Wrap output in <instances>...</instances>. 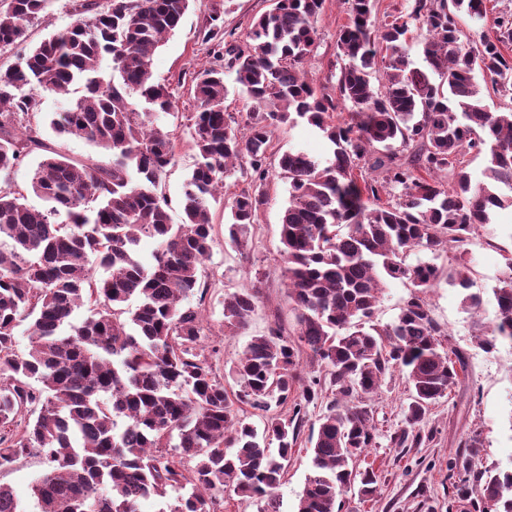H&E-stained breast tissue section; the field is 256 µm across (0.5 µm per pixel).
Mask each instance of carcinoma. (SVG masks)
<instances>
[{"label":"carcinoma","instance_id":"cac0c4a2","mask_svg":"<svg viewBox=\"0 0 512 512\" xmlns=\"http://www.w3.org/2000/svg\"><path fill=\"white\" fill-rule=\"evenodd\" d=\"M48 2L0 0V50L21 43ZM324 2L274 0L231 42L227 7L213 6L200 35L214 65L192 80L186 143L195 161L180 224L159 192L179 140L158 120L173 114L175 99L154 81L152 60L190 0H73L79 19L0 74V469L44 456L47 467L32 484L39 512H139L141 501L170 491L178 496L160 512H216L210 493L226 487L260 502L259 512H278L273 490L308 405L327 389L335 400L309 426L311 471L297 512H339L344 493L377 491L375 472L354 467L374 441L366 398L400 371L409 402L396 443L417 442L410 432L466 373L461 352L442 350L444 332L425 296L444 277L474 315L483 306L471 292L467 245L477 226L512 207V106L491 111L477 76L512 91V56L504 53L512 13L493 17L495 36L474 37L458 19L487 16L486 0H412L409 12L380 23L374 0H348L336 39L337 87L351 103L343 118L303 70ZM413 23L427 30L420 67L406 46ZM227 72L264 110L242 119L227 111ZM379 72L386 79L376 87ZM46 94L67 104L46 113ZM301 121L323 132L332 158L274 148L276 130ZM44 125L112 160L75 163L45 143ZM37 150L29 187L12 184L10 174ZM469 152L484 158L479 178ZM242 165L250 181L225 203L240 251L267 202L270 174L288 181L280 255L296 325L288 335L275 328L252 337L233 363L229 390L205 354L203 319L182 301L205 299L211 208ZM29 191L43 209L27 206ZM144 237L157 244L147 261L137 251ZM416 249L450 253L455 268L406 262ZM388 279L405 282L410 294L395 320L379 326L372 318ZM492 294L496 318L475 322L487 350L512 341V254ZM258 302L257 288L225 295L224 330L245 328ZM83 307L90 316L76 324ZM25 320L31 348L22 354L16 330ZM303 353L318 374L304 373ZM247 407L265 413L263 430L247 421ZM459 467L466 478L457 495L474 496L477 512H512V471L468 457ZM0 512H25L4 485Z\"/></svg>","mask_w":512,"mask_h":512}]
</instances>
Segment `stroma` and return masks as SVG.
<instances>
[{
  "label": "stroma",
  "instance_id": "stroma-1",
  "mask_svg": "<svg viewBox=\"0 0 512 512\" xmlns=\"http://www.w3.org/2000/svg\"><path fill=\"white\" fill-rule=\"evenodd\" d=\"M217 0H191L181 28L171 35L153 56L156 81L169 85L176 97L177 117L161 121L166 129L186 123L194 110L188 88L195 72L208 66L209 56L199 39V30ZM348 20L344 0H325L317 21L319 38L314 52L306 59L307 77L317 87L336 94V36ZM70 0H50L28 27L26 41L18 49L0 51V74L13 66L18 53L37 45L51 34L65 33L74 23ZM283 147H299L323 160L331 148L322 133L306 122L285 127L276 134ZM194 163V153L181 147L177 161L164 178L160 190L169 202L173 223H181L184 181ZM268 202L259 213L246 252H238L228 239L223 206L212 212L215 245L204 265L210 288L205 300L190 298L188 306L199 307L207 327L202 339L211 349L213 372L224 385H232V363L251 337L267 333L271 325L284 332L294 328V312L283 285V262L279 256L280 217L288 202V184L271 176L267 185ZM472 259L471 279L474 291L482 293L485 303L480 315L461 305L457 288L441 283L426 300L434 319L445 330L450 347L466 357L467 374L449 395L433 404L420 427L419 443L398 446L396 437L405 427L404 407L408 387L401 373L386 378L380 390L370 398L375 424V444L357 465L372 468L378 476L374 496L364 498L351 491L343 495L341 512H473L466 498L454 497V483L462 472H449L448 465L468 455L466 443L471 435L480 439L479 456L484 465L512 468V343L497 342L495 348H481L475 340L473 322L482 318L492 322L495 308L489 297L512 251V209L498 210L493 223L475 229L468 245ZM263 273L260 299L247 329L233 335L224 333V296L239 288L252 287L256 273ZM44 459L34 453L19 459L11 467L0 469V483L14 489L26 512H38L30 485L42 473ZM310 472V450L298 442L285 478L275 491L279 512H295L298 498Z\"/></svg>",
  "mask_w": 512,
  "mask_h": 512
}]
</instances>
